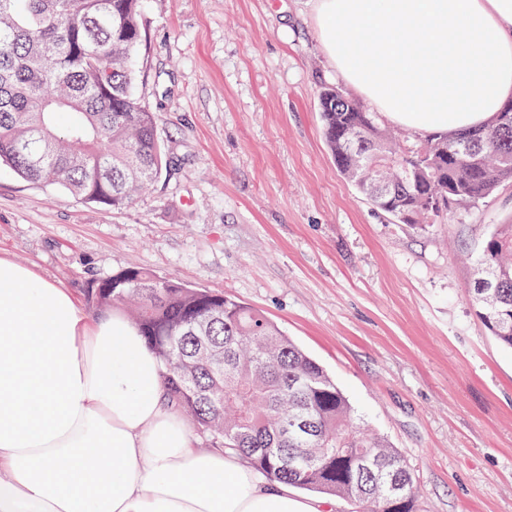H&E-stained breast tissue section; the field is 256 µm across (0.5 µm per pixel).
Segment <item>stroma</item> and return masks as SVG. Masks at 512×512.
Returning a JSON list of instances; mask_svg holds the SVG:
<instances>
[{
  "label": "stroma",
  "instance_id": "obj_1",
  "mask_svg": "<svg viewBox=\"0 0 512 512\" xmlns=\"http://www.w3.org/2000/svg\"><path fill=\"white\" fill-rule=\"evenodd\" d=\"M137 92L170 162L113 210L0 166V256L70 289L135 265L264 311L410 468L420 512H512V349L469 300L512 184L417 230L336 169L314 0H143Z\"/></svg>",
  "mask_w": 512,
  "mask_h": 512
}]
</instances>
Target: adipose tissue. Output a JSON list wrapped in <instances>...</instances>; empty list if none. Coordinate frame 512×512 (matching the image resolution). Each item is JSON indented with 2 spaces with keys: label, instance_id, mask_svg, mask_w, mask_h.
I'll return each instance as SVG.
<instances>
[{
  "label": "adipose tissue",
  "instance_id": "ef3b65f1",
  "mask_svg": "<svg viewBox=\"0 0 512 512\" xmlns=\"http://www.w3.org/2000/svg\"><path fill=\"white\" fill-rule=\"evenodd\" d=\"M337 75L413 134L487 123L512 99V0H315ZM162 360L120 310L0 257V512H335L199 448Z\"/></svg>",
  "mask_w": 512,
  "mask_h": 512
}]
</instances>
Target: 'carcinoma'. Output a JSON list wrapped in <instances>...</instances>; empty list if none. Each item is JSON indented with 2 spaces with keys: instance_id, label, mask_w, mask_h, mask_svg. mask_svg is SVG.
<instances>
[{
  "instance_id": "1",
  "label": "carcinoma",
  "mask_w": 512,
  "mask_h": 512,
  "mask_svg": "<svg viewBox=\"0 0 512 512\" xmlns=\"http://www.w3.org/2000/svg\"><path fill=\"white\" fill-rule=\"evenodd\" d=\"M145 36L141 0H0V164L113 209L153 185L167 160L135 93ZM318 102L337 171L401 224L425 227L512 182L511 121L400 146L341 88L321 86ZM481 265L472 305L512 347V224L486 238ZM91 299L127 307L165 363L169 399L212 447L356 512H417L398 451L358 426L336 383L261 311L136 266Z\"/></svg>"
}]
</instances>
